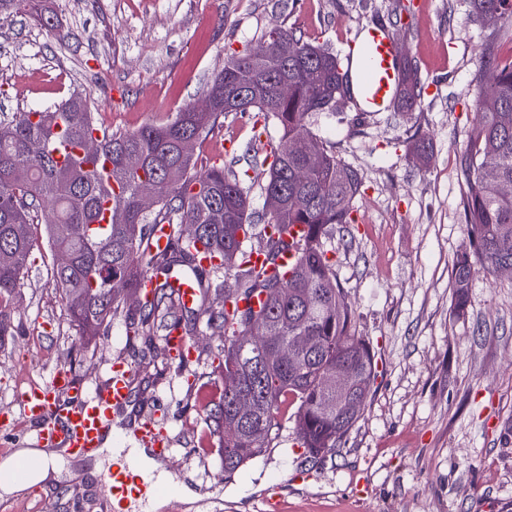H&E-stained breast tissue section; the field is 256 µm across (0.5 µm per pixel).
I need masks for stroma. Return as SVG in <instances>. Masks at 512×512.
Instances as JSON below:
<instances>
[{
	"label": "stroma",
	"mask_w": 512,
	"mask_h": 512,
	"mask_svg": "<svg viewBox=\"0 0 512 512\" xmlns=\"http://www.w3.org/2000/svg\"><path fill=\"white\" fill-rule=\"evenodd\" d=\"M392 0H52L57 31L32 11L0 12V117L53 108L76 90L103 127L161 123L202 104L231 52L258 47L285 26L341 50L386 18ZM394 35L424 84L412 112L357 114L350 101L312 118L310 129L356 168L363 193L355 222L335 236L336 273L369 339L378 377L364 412L332 456L301 464L285 446L222 478L218 453L194 444L208 428L187 380L219 391L208 356L183 376L147 367L124 324L80 348L55 290L43 238L48 213H34L36 246L16 296L13 335L0 338V460L32 441L15 390L44 383L58 366L91 386L117 357L139 373L140 391L122 420L157 414L173 448L169 468L199 489L207 512H512V279L477 276L465 311L453 302V260L469 247L461 165L474 117L483 51L512 58L470 0H404ZM251 117L229 115L194 151L202 164L244 170ZM432 146L417 163L419 138ZM37 366H30L31 357ZM0 512H110L97 489L70 481L0 497Z\"/></svg>",
	"instance_id": "stroma-1"
}]
</instances>
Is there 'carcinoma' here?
<instances>
[{
	"mask_svg": "<svg viewBox=\"0 0 512 512\" xmlns=\"http://www.w3.org/2000/svg\"><path fill=\"white\" fill-rule=\"evenodd\" d=\"M472 12L501 39L512 40V0H470ZM47 11L43 0H0V9ZM261 39H285L294 58L284 68L265 64L267 77L257 91L224 104V72L252 64L248 52H234L208 86L216 99L212 112L185 106L165 122L133 131H111L98 124L87 96L79 91L48 111L19 112L0 120V337L11 335V313L35 246L31 212L47 204L54 221L45 225L51 254L70 256L53 268V284L65 300L70 321L83 344L123 322L164 366L173 361L167 336L173 330L194 342L210 333L224 340L211 365L223 390L213 402L214 428L224 473L261 457L282 441L284 424H293L296 444L307 458L336 452L362 416L376 379L374 352L359 335L358 316L336 273L328 242L336 230L354 223L355 202L362 194L359 172L309 128L317 112L336 109V100L353 97L349 70L339 55L282 26ZM486 71L480 76L477 112L467 132L463 163V214L469 250L453 262L454 306L462 311L474 276L497 274L512 264V61H499L485 47ZM404 87L393 110L408 112L420 103L417 69L404 62ZM294 85L286 102L276 99L283 77ZM255 114L261 130L273 127L280 145L270 157L259 154L255 136L246 151L251 169L266 174L261 191L281 192L288 209L276 220L252 207L248 171L231 166H200L187 139L201 142L226 115ZM99 151L83 152L88 139ZM136 155L141 164L124 163ZM319 158L316 165L311 157ZM152 184L159 205L144 213L140 195ZM169 229V246L154 252L149 239L156 227ZM303 230L288 239L293 227ZM260 238L257 246L252 239ZM266 255L257 269L246 262L253 249ZM293 261L283 263V257ZM166 277L152 298L132 311L126 296L135 292L147 271ZM192 278L197 303L188 309L174 297L167 276ZM252 296L259 308L239 307ZM259 334L263 344L248 346ZM311 337L314 348L298 349L293 337ZM294 356L288 363V355ZM347 371L359 381L347 395L326 384V377ZM253 403L251 416L238 418L235 404Z\"/></svg>",
	"mask_w": 512,
	"mask_h": 512,
	"instance_id": "cac0c4a2",
	"label": "carcinoma"
}]
</instances>
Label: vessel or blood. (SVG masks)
<instances>
[{"label": "vessel or blood", "mask_w": 512, "mask_h": 512, "mask_svg": "<svg viewBox=\"0 0 512 512\" xmlns=\"http://www.w3.org/2000/svg\"><path fill=\"white\" fill-rule=\"evenodd\" d=\"M344 57L352 64L356 96L353 104L361 112L390 110L403 87V67L393 32L369 26L345 42ZM133 371L123 362L111 365L106 378L87 389L64 366L57 367L44 385L31 388L20 399L34 424L33 438L42 448H68L77 454L94 452L103 432L111 429L117 412L130 402ZM125 437L151 446L161 457L171 453L164 430L152 416H143ZM100 493L119 501L163 494L157 483L145 480L139 462L126 455L122 467L103 471Z\"/></svg>", "instance_id": "b4317fda"}]
</instances>
